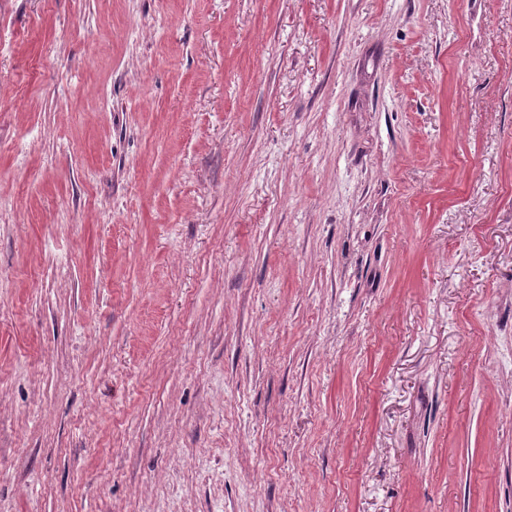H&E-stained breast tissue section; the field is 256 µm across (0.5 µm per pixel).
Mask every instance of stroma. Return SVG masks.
<instances>
[{
	"label": "stroma",
	"mask_w": 512,
	"mask_h": 512,
	"mask_svg": "<svg viewBox=\"0 0 512 512\" xmlns=\"http://www.w3.org/2000/svg\"><path fill=\"white\" fill-rule=\"evenodd\" d=\"M0 512H512V0H0Z\"/></svg>",
	"instance_id": "1"
}]
</instances>
